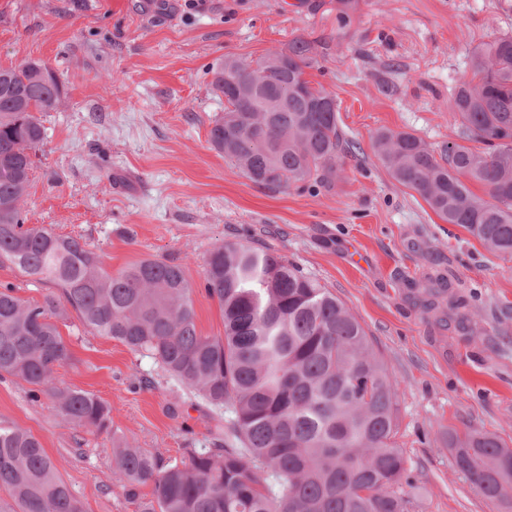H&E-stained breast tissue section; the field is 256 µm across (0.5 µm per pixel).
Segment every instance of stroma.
<instances>
[{
    "label": "stroma",
    "instance_id": "stroma-1",
    "mask_svg": "<svg viewBox=\"0 0 512 512\" xmlns=\"http://www.w3.org/2000/svg\"><path fill=\"white\" fill-rule=\"evenodd\" d=\"M0 0V67L41 61L63 85L43 114L26 225L80 236L113 272L174 257L195 293L198 331L220 336L219 304L202 288L217 245L275 250L344 302L397 380L396 440L413 484L412 512H512L479 494L454 466L448 430L473 426L512 445V259L487 251L398 184L374 151L381 129L441 150L456 140V85L480 41L512 35V0H360L340 21L336 0ZM303 35L326 42L305 77L338 105L360 146L333 188L272 192L213 149L224 111L212 71L246 63ZM465 302L447 325L416 306L407 281L433 269ZM73 359L63 385L100 398L112 425L64 422L49 397L0 380V425L31 432L84 512H135L112 482V440L166 460L224 439L225 414L149 357L58 320Z\"/></svg>",
    "mask_w": 512,
    "mask_h": 512
}]
</instances>
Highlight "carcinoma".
I'll return each mask as SVG.
<instances>
[{
	"instance_id": "1",
	"label": "carcinoma",
	"mask_w": 512,
	"mask_h": 512,
	"mask_svg": "<svg viewBox=\"0 0 512 512\" xmlns=\"http://www.w3.org/2000/svg\"><path fill=\"white\" fill-rule=\"evenodd\" d=\"M317 50L298 36L254 66L227 59L214 70L224 114L211 120L209 141L261 188L336 182L350 142L335 99L305 78ZM228 64L251 90L248 108L224 89ZM61 96L57 73L41 62L0 68V263L58 290L30 303L0 287V379L48 395L67 423L108 430L110 407L55 377L72 358L55 319L71 309L91 332L147 354L230 413L224 445L193 449L180 463L113 442L112 479L136 512H409L397 383L356 317L317 280L269 248L221 244L206 259L204 290L220 306L224 335L204 336L177 259H142L113 274L83 238L25 226L21 203L45 139L38 114ZM453 104L458 140L440 154L389 129L376 135L377 154L443 221L512 257L511 34L473 49ZM449 289L437 273L412 285V299L440 319L459 306ZM448 448L480 494L512 497V447L500 436L453 429ZM0 490L12 500L0 512H84L40 440L18 428L0 426Z\"/></svg>"
}]
</instances>
